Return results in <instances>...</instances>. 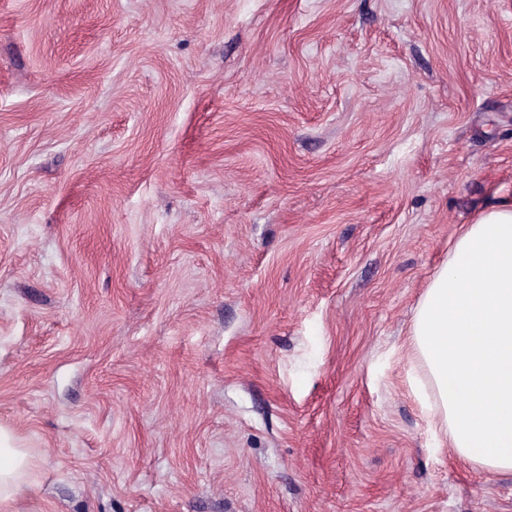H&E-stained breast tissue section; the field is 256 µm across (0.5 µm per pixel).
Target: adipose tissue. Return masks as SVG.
Masks as SVG:
<instances>
[{
	"label": "adipose tissue",
	"instance_id": "adipose-tissue-1",
	"mask_svg": "<svg viewBox=\"0 0 512 512\" xmlns=\"http://www.w3.org/2000/svg\"><path fill=\"white\" fill-rule=\"evenodd\" d=\"M422 407L458 457L512 473V201L464 225L417 305L410 332ZM0 428V512L34 485Z\"/></svg>",
	"mask_w": 512,
	"mask_h": 512
}]
</instances>
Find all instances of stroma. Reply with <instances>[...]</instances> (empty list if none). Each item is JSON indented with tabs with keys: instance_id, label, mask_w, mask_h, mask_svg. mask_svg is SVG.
Instances as JSON below:
<instances>
[{
	"instance_id": "obj_1",
	"label": "stroma",
	"mask_w": 512,
	"mask_h": 512,
	"mask_svg": "<svg viewBox=\"0 0 512 512\" xmlns=\"http://www.w3.org/2000/svg\"><path fill=\"white\" fill-rule=\"evenodd\" d=\"M512 200V0H0L17 512H512L410 329Z\"/></svg>"
}]
</instances>
